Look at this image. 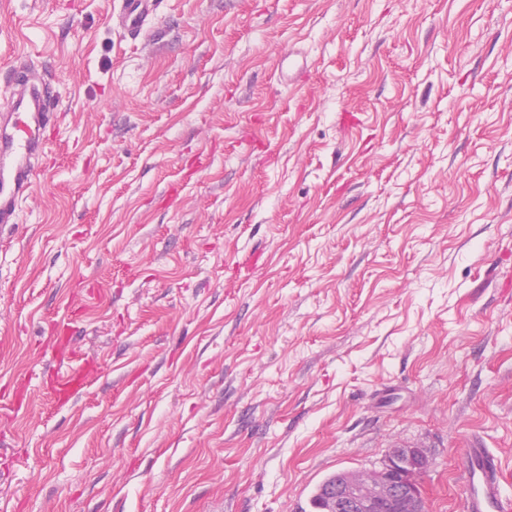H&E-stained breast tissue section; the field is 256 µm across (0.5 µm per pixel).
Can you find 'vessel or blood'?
<instances>
[{"mask_svg": "<svg viewBox=\"0 0 512 512\" xmlns=\"http://www.w3.org/2000/svg\"><path fill=\"white\" fill-rule=\"evenodd\" d=\"M156 0H119L118 22L124 34L137 38L152 18ZM56 109L43 75L19 67L6 116L0 117V224L16 221L19 201L40 174L39 160L47 151L43 129ZM463 512H512V496L504 493L495 457L479 446L464 457Z\"/></svg>", "mask_w": 512, "mask_h": 512, "instance_id": "b4317fda", "label": "vessel or blood"}]
</instances>
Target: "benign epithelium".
I'll return each instance as SVG.
<instances>
[{
	"instance_id": "benign-epithelium-1",
	"label": "benign epithelium",
	"mask_w": 512,
	"mask_h": 512,
	"mask_svg": "<svg viewBox=\"0 0 512 512\" xmlns=\"http://www.w3.org/2000/svg\"><path fill=\"white\" fill-rule=\"evenodd\" d=\"M429 467L423 449L395 448L379 469L329 488L324 512H426L422 476Z\"/></svg>"
}]
</instances>
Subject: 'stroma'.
I'll return each mask as SVG.
<instances>
[{
    "instance_id": "1",
    "label": "stroma",
    "mask_w": 512,
    "mask_h": 512,
    "mask_svg": "<svg viewBox=\"0 0 512 512\" xmlns=\"http://www.w3.org/2000/svg\"><path fill=\"white\" fill-rule=\"evenodd\" d=\"M22 60L60 102L0 232V512H314L399 439L427 512L473 441L512 494V0H158L134 44L0 0Z\"/></svg>"
}]
</instances>
